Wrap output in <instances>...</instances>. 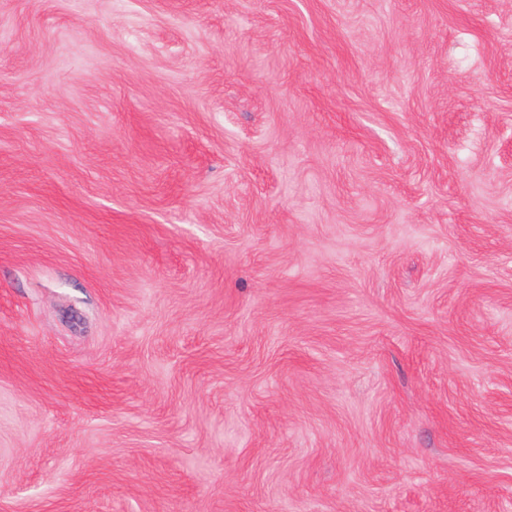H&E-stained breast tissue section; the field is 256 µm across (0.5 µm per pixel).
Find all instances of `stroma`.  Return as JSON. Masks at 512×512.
I'll use <instances>...</instances> for the list:
<instances>
[{"label": "stroma", "instance_id": "stroma-1", "mask_svg": "<svg viewBox=\"0 0 512 512\" xmlns=\"http://www.w3.org/2000/svg\"><path fill=\"white\" fill-rule=\"evenodd\" d=\"M0 512H512V0H0Z\"/></svg>", "mask_w": 512, "mask_h": 512}]
</instances>
